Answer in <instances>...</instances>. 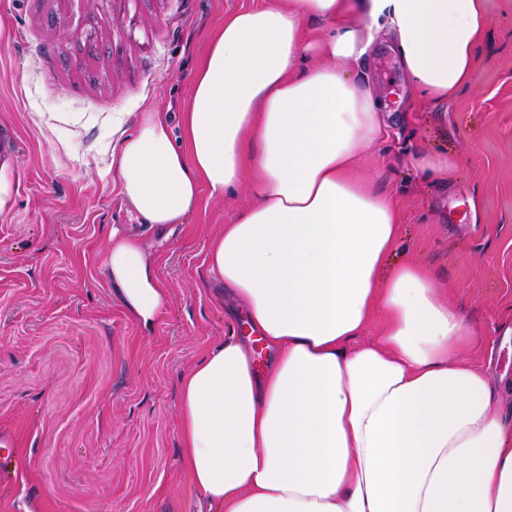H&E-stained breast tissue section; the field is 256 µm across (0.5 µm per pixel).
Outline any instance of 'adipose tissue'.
Wrapping results in <instances>:
<instances>
[{
  "instance_id": "1",
  "label": "adipose tissue",
  "mask_w": 512,
  "mask_h": 512,
  "mask_svg": "<svg viewBox=\"0 0 512 512\" xmlns=\"http://www.w3.org/2000/svg\"><path fill=\"white\" fill-rule=\"evenodd\" d=\"M319 22L316 40L304 31ZM483 0H270L225 17L192 74L174 135L143 113L111 155L149 224L185 223L201 190L257 202L212 241L210 271L275 355L258 373L238 334L181 382L186 464L224 512H512V435L485 372L457 362L474 330L414 262L379 272L397 210L356 163L388 131L353 70L390 30L414 86L469 84ZM326 62L308 63L311 53ZM106 265L153 322L166 293L131 237ZM386 325L358 344L375 309Z\"/></svg>"
}]
</instances>
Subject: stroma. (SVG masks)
<instances>
[{
  "label": "stroma",
  "mask_w": 512,
  "mask_h": 512,
  "mask_svg": "<svg viewBox=\"0 0 512 512\" xmlns=\"http://www.w3.org/2000/svg\"><path fill=\"white\" fill-rule=\"evenodd\" d=\"M255 0H0V512H219L184 462L182 377L235 324L208 269L211 241L253 193L201 191L186 223L141 222L110 151L142 113L171 122L225 15ZM471 83L436 102L407 79L390 33L358 79L391 136L358 166L393 199L400 234L381 272L416 261L473 324L459 362L482 368L512 428V0H484ZM444 157L427 175L412 159ZM155 265L167 303L150 325L105 268L112 232Z\"/></svg>",
  "instance_id": "obj_1"
}]
</instances>
